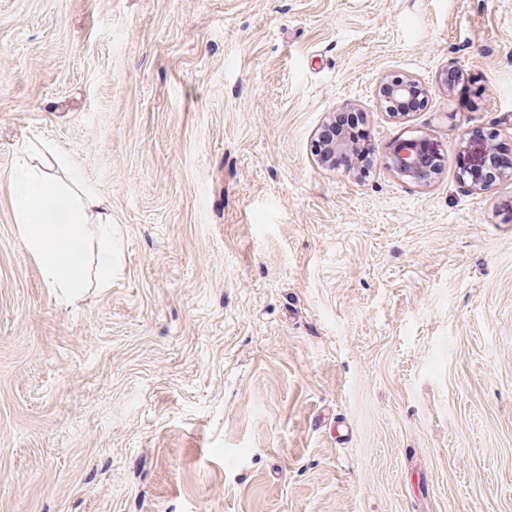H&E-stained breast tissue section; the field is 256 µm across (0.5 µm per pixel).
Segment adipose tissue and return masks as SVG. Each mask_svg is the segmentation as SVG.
Listing matches in <instances>:
<instances>
[{
  "mask_svg": "<svg viewBox=\"0 0 512 512\" xmlns=\"http://www.w3.org/2000/svg\"><path fill=\"white\" fill-rule=\"evenodd\" d=\"M76 192L62 189L49 168L21 160L10 174L20 240L58 297L112 285V225L99 191L70 172Z\"/></svg>",
  "mask_w": 512,
  "mask_h": 512,
  "instance_id": "obj_1",
  "label": "adipose tissue"
}]
</instances>
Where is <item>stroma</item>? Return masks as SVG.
Wrapping results in <instances>:
<instances>
[{"label":"stroma","instance_id":"35a3bbf8","mask_svg":"<svg viewBox=\"0 0 512 512\" xmlns=\"http://www.w3.org/2000/svg\"><path fill=\"white\" fill-rule=\"evenodd\" d=\"M394 76L423 110L390 116ZM347 109L365 179L312 152ZM481 129L512 146V0H0V512H512V179L457 171ZM410 137L432 177L391 169ZM48 146L113 229L111 288L68 302L10 197ZM331 124L336 126V132L344 131L349 136L361 156L369 157V149L366 147L367 131L364 121L357 113L338 114Z\"/></svg>","mask_w":512,"mask_h":512}]
</instances>
